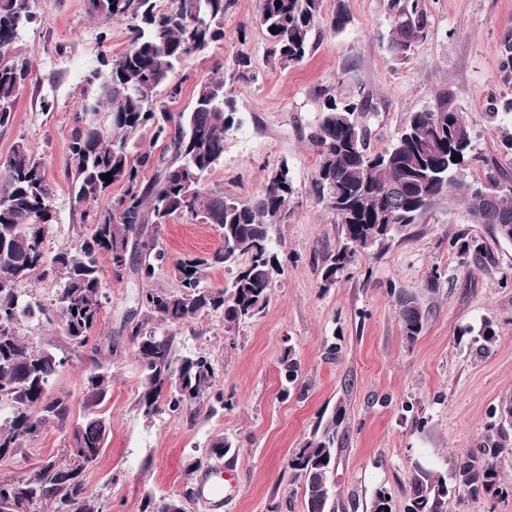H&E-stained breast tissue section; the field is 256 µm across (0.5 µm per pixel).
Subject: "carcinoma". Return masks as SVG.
<instances>
[{
    "label": "carcinoma",
    "instance_id": "obj_1",
    "mask_svg": "<svg viewBox=\"0 0 512 512\" xmlns=\"http://www.w3.org/2000/svg\"><path fill=\"white\" fill-rule=\"evenodd\" d=\"M94 17L126 19L131 37L126 49L100 59V67L85 78L94 98L75 113L69 141L71 202L80 210L86 235L76 231L72 246L49 255L46 243L54 233L55 186L46 175L44 158L24 137L14 143L3 166L7 172L0 188V462L24 454L51 425L64 427L73 411L69 396H53V387L66 366L71 349L90 346L93 354L83 385L81 420L72 427L67 453L72 467L47 462L23 481L0 480V499L11 498L27 512H110L107 497L92 495L82 479L85 460L99 458L111 429L101 411L111 386L112 373L97 355H111L120 342L112 338L95 344L101 314L110 302L102 273L106 258L114 277L125 274V264L147 284L135 301L140 319L132 329L141 375L140 410L147 418L166 409L195 420L202 406L215 414L224 408V392L216 388L212 361L203 353L181 356L174 328L200 314L215 313L231 332L257 315L268 303L270 290L285 272L271 235L272 228L288 218L293 193L288 165L272 171L262 193L241 201L205 186V180L224 159L229 132L237 130L235 101L227 96L225 78H210L194 89L189 111L173 114L158 106L159 89L177 97L181 89L169 83L175 70L224 37V12L228 0H107L106 10L97 0H87ZM391 22L389 49L404 56L424 37L429 25L425 0H388ZM41 22L37 0H0V126L13 120V108L29 77L28 61L16 44L26 29ZM350 22L342 0L324 11V0H259L257 23L270 43V53L283 67L304 61L314 48L312 34L323 25L333 33ZM109 114V126L93 115ZM367 111L366 101L341 102L323 95L321 118L311 143L319 157L311 192L338 227V245L325 248L321 261L323 287L348 277L362 254L382 253L395 236L418 223L432 206L443 200L466 205L475 224L497 229L512 227V185L498 191L504 178L502 165L486 172L495 201L487 205L475 192L479 182L462 176L468 163L471 129L463 115L441 97L431 109L414 112L395 140L373 152L368 129L354 115ZM148 131L165 143L164 153L147 150L131 162L129 142ZM153 170L149 180L142 173ZM126 184L123 196L107 206L98 201L111 183ZM173 218L200 219L221 230V245L204 258L175 264L173 290L150 288L165 251L155 237H144V226H160ZM459 255L464 266L486 269L494 255L483 242L465 240ZM238 266L231 287L209 288L204 281L212 268ZM50 276L57 288L44 303L20 285L34 275ZM398 306L403 336L414 341L429 317L416 291L391 289ZM49 325L59 339L35 347L18 331L22 322ZM496 340L485 329L471 338L469 352L482 358ZM286 383L295 384L300 364L291 355L281 360ZM343 404L319 423L310 437L288 457V468L304 489L306 512H336L330 494L331 478L338 466L339 428L346 419ZM486 423L476 448L449 460V470L412 465L404 512H447L448 499L497 503L512 496V484L502 478L500 463L512 447V397L503 399ZM233 442L224 435L213 438L209 457L231 453ZM381 487L375 490L370 512L392 509V499ZM186 512L178 496L147 497L140 512H170L173 504Z\"/></svg>",
    "mask_w": 512,
    "mask_h": 512
}]
</instances>
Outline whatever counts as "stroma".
<instances>
[{"label":"stroma","mask_w":512,"mask_h":512,"mask_svg":"<svg viewBox=\"0 0 512 512\" xmlns=\"http://www.w3.org/2000/svg\"><path fill=\"white\" fill-rule=\"evenodd\" d=\"M351 21L341 32L316 29L315 49L301 65L280 68L256 24L258 0H231L224 37L187 61L171 77L178 98L159 91L172 113L190 108L199 82L231 70L236 57L250 60L254 80L227 83L243 121L226 142L224 160L207 177L209 188L251 200L265 178L288 165L293 194L290 214L273 237L287 255V269L270 291L266 307L244 327L228 333L222 319L200 315L176 330L179 354L201 352L216 369L227 409L196 420L162 411L144 417L138 406L141 376L136 345L125 339L140 284L134 274L106 276L110 302L100 320L102 336L123 337L120 355L108 361L112 389L102 405L111 431L99 460L85 471L89 493L109 496L112 512H140L146 495H180L200 486L212 468L234 470L222 506L197 497L188 512H305L302 489L287 459L309 438L320 417L344 404L345 444L334 476L337 501L356 499L367 512L373 492L386 487L393 512L404 510V489L414 462L444 467L446 459L473 448L503 397L512 394V243L496 240L484 224L472 223L464 204L434 206L395 237L380 256H359L350 276L323 288L315 252L336 247L331 215L316 202L311 178L318 163L310 141L321 90L336 99L367 100L359 121L369 147L388 146L411 113L434 106L440 95L473 129L471 159L463 175L482 178L501 163L512 173L503 146L512 134V69L502 65L512 42V0H426L430 25L406 56L388 47L387 0H345ZM41 27L22 33L18 49L31 64V80L18 96L13 121L0 126V164L18 138L44 157L56 188L57 219L49 252L71 244L79 215L70 202L68 143L74 116L92 92L85 74L101 53L125 50L127 22L91 17L86 0H38ZM51 101L42 111V101ZM166 253L154 287L172 289L176 261L203 256L220 244L216 226L177 218L156 227ZM491 247L497 264L467 271L456 237ZM439 289L427 294L428 323L415 341L403 336L391 288L418 290L431 272ZM491 325L496 342L485 357L467 350L465 329ZM341 344L338 360L324 357ZM293 354L302 379L285 389L279 362ZM89 348L71 351L52 391L69 395L73 420L82 414V381ZM230 437L235 455L208 457L213 436ZM69 428L49 427L26 457L0 464V479L64 460Z\"/></svg>","instance_id":"35a3bbf8"}]
</instances>
